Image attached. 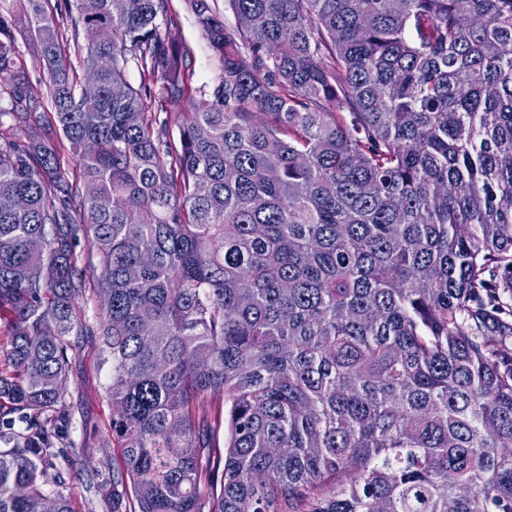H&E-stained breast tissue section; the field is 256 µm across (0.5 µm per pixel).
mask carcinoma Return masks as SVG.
<instances>
[{
	"instance_id": "cac0c4a2",
	"label": "carcinoma",
	"mask_w": 512,
	"mask_h": 512,
	"mask_svg": "<svg viewBox=\"0 0 512 512\" xmlns=\"http://www.w3.org/2000/svg\"><path fill=\"white\" fill-rule=\"evenodd\" d=\"M22 2L0 512H79L59 444L86 336L120 454L84 457V512H512V0H224L231 23L189 0L221 61L198 99L169 0Z\"/></svg>"
}]
</instances>
